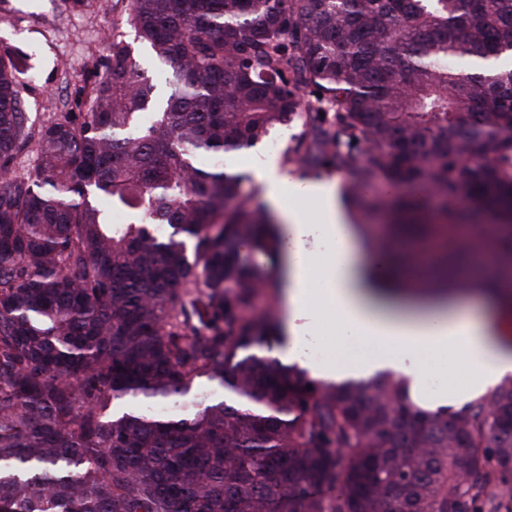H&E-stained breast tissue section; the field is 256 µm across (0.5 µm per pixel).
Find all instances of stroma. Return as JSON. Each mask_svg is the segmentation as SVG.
I'll list each match as a JSON object with an SVG mask.
<instances>
[{
    "label": "stroma",
    "mask_w": 512,
    "mask_h": 512,
    "mask_svg": "<svg viewBox=\"0 0 512 512\" xmlns=\"http://www.w3.org/2000/svg\"><path fill=\"white\" fill-rule=\"evenodd\" d=\"M113 3L90 0L87 7L76 11L69 0H0V53L27 57L17 82L33 127L51 122L63 106L73 104L101 68L106 56L105 36L121 20V12ZM302 132L296 123L272 129L267 140L225 155L224 165L248 176L254 188L260 185L256 177L259 164L270 157L295 180L310 181V174L288 154ZM271 140L279 144L273 152L267 149Z\"/></svg>",
    "instance_id": "35a3bbf8"
}]
</instances>
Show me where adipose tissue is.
Masks as SVG:
<instances>
[{
  "label": "adipose tissue",
  "mask_w": 512,
  "mask_h": 512,
  "mask_svg": "<svg viewBox=\"0 0 512 512\" xmlns=\"http://www.w3.org/2000/svg\"><path fill=\"white\" fill-rule=\"evenodd\" d=\"M264 199L281 224L290 245L281 255L279 279L284 288L283 323L286 338L276 346L278 359H295L314 304H321L324 320L337 321L340 346L364 345L365 353L337 354L319 364L303 362L309 375L326 383L393 371L406 377L412 389L429 395L433 406H463L512 377V343L500 333L497 302L463 292L422 299L375 289L374 261L365 259L356 228L350 224L332 181L300 182L281 172L274 160L257 170ZM308 194L317 201L311 212L286 207L285 195ZM333 242L332 259L318 265L308 248L309 237ZM453 351L464 380L430 393L436 371L419 362L422 354Z\"/></svg>",
  "instance_id": "1"
}]
</instances>
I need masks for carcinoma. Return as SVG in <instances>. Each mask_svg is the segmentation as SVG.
Returning a JSON list of instances; mask_svg holds the SVG:
<instances>
[{
	"label": "carcinoma",
	"mask_w": 512,
	"mask_h": 512,
	"mask_svg": "<svg viewBox=\"0 0 512 512\" xmlns=\"http://www.w3.org/2000/svg\"><path fill=\"white\" fill-rule=\"evenodd\" d=\"M118 2L162 99L114 31L35 136L0 53V512H512V379L450 414L280 364L251 254L286 235L214 163L299 122L346 203L440 233L415 287L512 268V0ZM199 378L224 401L150 412ZM126 41L132 45L134 56L145 74L156 84V90L161 93L167 92V87L162 79V66L155 61L148 48L136 39L134 31L124 28Z\"/></svg>",
	"instance_id": "obj_1"
}]
</instances>
